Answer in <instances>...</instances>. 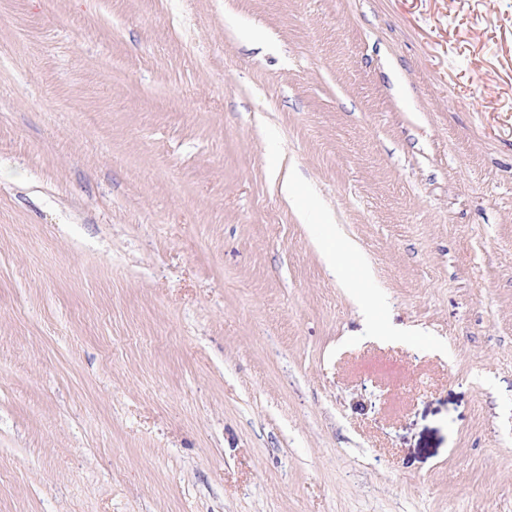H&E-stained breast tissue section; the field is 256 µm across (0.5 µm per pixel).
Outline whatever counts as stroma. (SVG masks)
I'll return each mask as SVG.
<instances>
[{"label":"stroma","instance_id":"1","mask_svg":"<svg viewBox=\"0 0 512 512\" xmlns=\"http://www.w3.org/2000/svg\"><path fill=\"white\" fill-rule=\"evenodd\" d=\"M0 512H512V0H0ZM352 250H355V247L349 243H343L338 245L337 247L336 245H323V255L325 259L331 264L337 266L340 273L343 274V276L345 277L349 288H355L356 279L344 271L341 263V257L345 253H349Z\"/></svg>","mask_w":512,"mask_h":512}]
</instances>
